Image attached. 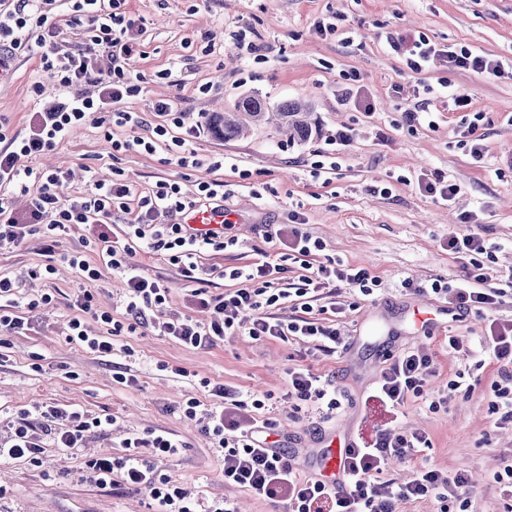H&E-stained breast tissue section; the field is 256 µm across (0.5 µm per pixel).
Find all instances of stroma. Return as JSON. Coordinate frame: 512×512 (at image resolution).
Here are the masks:
<instances>
[{
  "instance_id": "obj_1",
  "label": "stroma",
  "mask_w": 512,
  "mask_h": 512,
  "mask_svg": "<svg viewBox=\"0 0 512 512\" xmlns=\"http://www.w3.org/2000/svg\"><path fill=\"white\" fill-rule=\"evenodd\" d=\"M140 17V51L129 61L132 73L148 76L139 98L131 101L143 122L116 129L123 141L149 138L161 117L155 101H174L186 125L234 111L238 100L255 94L270 103L307 105L312 138L288 142L274 124L250 125L235 139L207 129L190 146L204 159L223 157L218 170L190 173L170 163L165 149L147 154L113 152L101 129L85 126L56 150L18 160L19 168L61 167L73 179L59 189L67 197L89 187L88 173L121 170L134 194L157 181L175 179L185 191L197 181L224 183V206L235 246L202 258L214 267L208 290L221 294L235 283L224 269L244 268L277 259L285 252L293 213L304 218L303 231L323 242L317 261L334 259L366 268L378 280L372 295L338 287L331 298L342 309L335 319L345 348L335 354L315 350L296 338L253 339L228 336L202 349L183 347L153 328H137L117 337L110 361L68 343V321L82 282L66 262L69 254L95 260L84 247L88 231L77 225L60 239L56 272L34 279L43 264L37 240L0 246V274L19 281L20 301L28 304L52 294L50 308L28 309L29 329L9 336L0 348V409L15 412L35 405H70L92 414L114 416L109 430L87 432L81 447L45 448L41 461L0 463V512H150L144 491L103 488L88 479L85 464L96 457L117 456L129 433L158 432L180 451L159 465L162 473L191 488L201 502L226 498L239 512H291L284 500L258 499L224 483V462L213 453L201 423L182 417L189 397L207 400L203 380L221 382L263 400L258 421L270 422L275 438L300 477H312L305 463L332 433L371 439L389 428L420 431L428 448L398 463H388L383 479L406 481L420 462L448 475H480L479 484L458 489L448 504L427 499L403 505L402 512H512L496 476L512 459V427H495L492 383L512 371L488 348L489 318L512 320V297L488 313L451 309L446 327L414 331V308L435 303L430 284L461 275L448 250L452 235H476L491 246L479 255L480 272L494 285L512 271V75L495 77L451 70L437 64L415 73L403 55L385 43L386 33L412 32L436 48L470 49L492 57L512 58V0H128ZM335 24L333 34L316 33L318 22ZM248 29L258 47L248 54L235 49L232 34ZM167 79H156L158 71ZM45 94L59 87L42 71L38 56L19 54L13 75L0 82V132L23 131L33 108L32 85ZM357 86L370 111L343 103L344 88ZM467 95L462 110L448 104L449 93ZM427 104L431 123L409 124L406 111ZM476 123L483 138L482 160H473L460 143L462 121ZM349 131L348 143H331L337 130ZM323 163L313 175L315 163ZM444 177L461 188L452 203L433 200L421 181ZM136 258L147 272L167 281V317L191 316L205 323L208 311L192 301V282L164 252L133 240ZM470 345L463 357L448 350L450 336ZM135 355L126 359L122 346ZM432 356L435 372L426 397H408L389 409L372 393L389 358L407 350ZM130 363L138 380L124 386L113 379V366ZM166 363L192 373V380L157 371ZM304 367L326 376L340 400L301 401L289 396L287 373ZM463 387H453L457 376ZM437 408H430V401Z\"/></svg>"
}]
</instances>
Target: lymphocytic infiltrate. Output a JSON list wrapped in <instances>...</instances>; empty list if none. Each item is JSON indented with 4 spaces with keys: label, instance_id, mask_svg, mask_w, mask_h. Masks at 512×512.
<instances>
[{
    "label": "lymphocytic infiltrate",
    "instance_id": "lymphocytic-infiltrate-1",
    "mask_svg": "<svg viewBox=\"0 0 512 512\" xmlns=\"http://www.w3.org/2000/svg\"><path fill=\"white\" fill-rule=\"evenodd\" d=\"M12 7L0 9V61L12 65L18 54L38 55L44 71L57 78L61 87L88 83L96 87L91 96L77 99L58 97L37 101L26 131L14 134L0 147V188L18 190L28 198V206L17 212L0 200V242L20 244L28 237L41 234L40 252L44 264L33 269L36 277L54 274L57 239L71 225L87 226L88 240L98 255V263L74 256L69 260L83 280L85 289L78 300L76 314L69 321L68 342L101 358L110 357L115 349L114 339L122 335L125 324L114 319L111 312L100 310L92 288L102 277L103 270L120 275L126 284L125 312L143 326H152L161 335L170 336L189 348L209 346L215 339L247 332L260 338L299 337L315 342L317 349L333 352L340 346L334 325L311 317V303L327 288L345 283L349 288L368 296L377 279L360 267L342 268L329 260L312 264L311 259L322 245L293 227L288 237L284 263L269 261L248 269L233 268L225 276L235 281L236 289L221 295L208 294L202 284L210 268L201 263L207 251L220 252L235 244V237L225 236L220 229H196L187 224L168 223V216L185 212L224 199V184L220 181H200L192 193H185L178 181L161 180L148 192L133 196L129 185L119 176L93 181L90 192L61 199L57 188L68 177L62 170H19L18 156H31L54 150L75 130L92 125L101 128L113 151L141 150L155 152L164 146L177 167L194 170L203 161L186 146L188 139L199 137L200 128H184L180 111L168 100L156 101L152 109L164 119L154 129L150 140L122 142L116 140V128L140 123L138 112L128 106L138 97L145 82L144 76H131L126 68L128 56L138 51L137 37L141 30L138 19L125 10L126 0H72L69 22L73 25L89 22L91 33L76 51L61 48L58 42L60 24L53 12L56 0H12ZM386 42L393 51H407V67L414 72L425 69L435 61L445 62L448 68L471 70L497 76L505 71L502 60L492 59L469 50H438L424 37L401 33L387 35ZM132 214L127 229L113 230L115 214ZM151 238L154 248L163 250L170 260L181 265L187 281L193 282L192 296L196 305L211 309L209 323L201 324L192 317L161 320L169 288L160 279L151 277L136 261L135 253L126 242L127 236ZM448 249L457 255L463 268L454 283L432 282V293L447 297L459 311H481L499 304L512 294V277L505 286L485 285L482 275L476 274L477 255L486 253L483 239L468 236L449 237ZM300 265L302 275L294 293L275 288L285 262ZM294 296L304 310V318L285 322L270 320L267 307ZM97 321L105 330L90 334L89 321ZM434 373L431 357L406 351L393 357L383 368L374 396L391 408H398L411 395L420 396ZM212 403L208 410L206 434L214 440L224 459V482L241 487L252 495L268 500L292 501L294 512H397L398 508L420 498L432 497L446 501L449 495L468 486L466 472L447 477L431 466L418 469L411 480L394 479L385 485L374 482L391 459H404L418 449L428 447V438L417 432L406 434L381 432L369 441L353 442L344 456V468L349 485L333 490L314 478L300 479L288 460L285 449L256 438L255 418L247 408L262 409L263 401L244 399L241 392L218 383L210 390ZM109 414L90 415L78 408L45 405L23 409L9 416L0 415V425L8 430L0 438V459H36L45 444L56 448L80 447L84 434L92 428H110ZM125 455L96 458L86 464L89 477L103 487L133 486L145 490L155 505L154 512H236L230 501H218L201 506L194 491L179 481L157 476L153 462L176 455L178 448L167 436L158 434L144 439H125ZM148 456H141V449Z\"/></svg>",
    "mask_w": 512,
    "mask_h": 512
}]
</instances>
